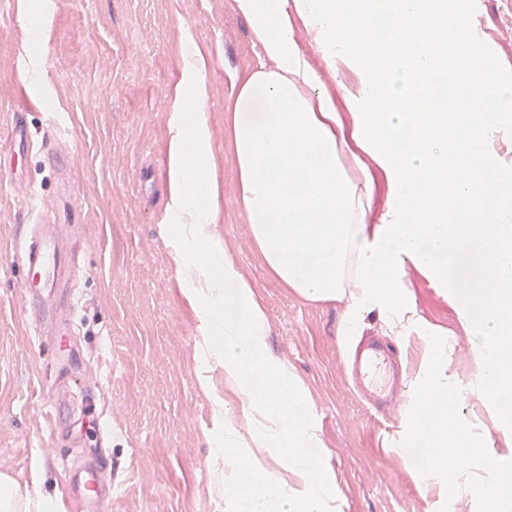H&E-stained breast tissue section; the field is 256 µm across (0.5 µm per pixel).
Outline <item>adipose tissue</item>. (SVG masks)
Here are the masks:
<instances>
[{"instance_id": "obj_1", "label": "adipose tissue", "mask_w": 512, "mask_h": 512, "mask_svg": "<svg viewBox=\"0 0 512 512\" xmlns=\"http://www.w3.org/2000/svg\"><path fill=\"white\" fill-rule=\"evenodd\" d=\"M269 69L240 87L231 114L237 195L271 276L309 301L344 305L347 333L375 314L415 337L407 370L403 440L440 396L469 403L431 436L428 477L438 500H477L512 512V64L490 47L457 0H234ZM303 26L339 95L296 47ZM463 63L438 79L442 44ZM204 61L184 58L170 106L165 234L194 312L204 355L240 398L230 455L231 512H347L306 389L268 352L269 322L252 281L210 233L218 190L209 175L211 132ZM470 252L482 285L456 304L469 371L451 369L454 340L417 311L409 272L454 302L448 271ZM236 314H227V307ZM467 456L456 465L449 451ZM55 495L0 474V512H58Z\"/></svg>"}]
</instances>
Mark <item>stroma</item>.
Masks as SVG:
<instances>
[{
	"label": "stroma",
	"mask_w": 512,
	"mask_h": 512,
	"mask_svg": "<svg viewBox=\"0 0 512 512\" xmlns=\"http://www.w3.org/2000/svg\"><path fill=\"white\" fill-rule=\"evenodd\" d=\"M459 5L512 64V0ZM190 49L206 64L219 191L211 233L239 259L265 304L271 355L292 364L308 390L326 442L311 456L329 460L348 512H431L426 472L437 417L398 445L401 410H374L347 370L361 340L377 339L412 359L417 339L387 335L375 315L360 335L341 337L340 305L301 299L271 277L255 251L237 200L228 127L239 88L261 59L234 0H54L40 43L18 0H0V473L24 486L40 472L42 490L61 494L63 512H82L64 495L56 457L69 440L94 447L96 435L47 401L61 366L40 358L24 327L25 273L12 248L18 225L56 220L79 225L83 242L74 337L103 405L110 512L228 508L232 486L213 462L221 427L215 406L234 413L240 399L198 346V323L182 300L162 232L170 104ZM33 55L45 70L42 94L20 73ZM50 112L66 116L69 135L49 127ZM18 119L29 142L19 157L6 149ZM202 374L205 390L197 383Z\"/></svg>",
	"instance_id": "1"
}]
</instances>
